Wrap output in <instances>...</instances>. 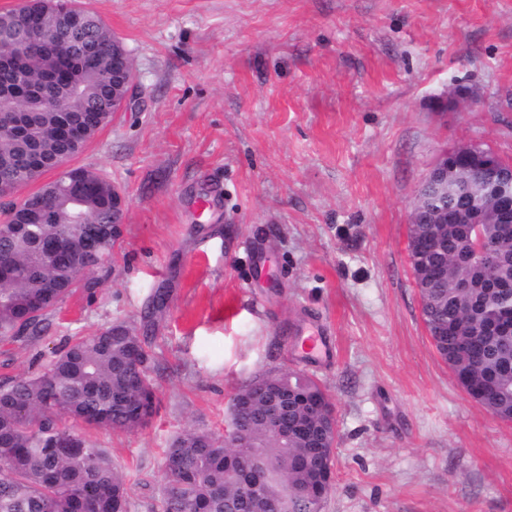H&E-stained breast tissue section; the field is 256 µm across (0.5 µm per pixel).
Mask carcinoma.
Instances as JSON below:
<instances>
[{
    "mask_svg": "<svg viewBox=\"0 0 512 512\" xmlns=\"http://www.w3.org/2000/svg\"><path fill=\"white\" fill-rule=\"evenodd\" d=\"M32 36L26 50L0 66V115L20 117L22 133H0V189H8L39 164L53 168L61 153L72 156L85 135L103 128L112 112V85L131 76V60L92 10L72 0H29ZM84 191L80 204L67 198L70 178L27 200L5 206L0 220V342L41 323L78 288L83 277L107 267L118 239L112 223L116 186L103 174L75 168ZM494 188L476 171L458 172L448 186V209L468 212L476 201L492 208ZM77 208L100 221L99 257L85 252L89 224L70 219ZM484 229L497 238L506 266L500 287L486 288L489 270L458 258L471 224H450L439 243L433 270L416 246L429 225L412 224L409 248L432 344L463 389L477 387L480 405L512 422V334L489 330L512 322V219L496 215ZM57 249L48 260L45 249ZM157 360L136 326L115 322L90 336H74L39 371L0 382V512H128L127 476L84 430L133 432L157 413L152 373ZM288 391V441L274 437L259 420L275 407L272 396ZM333 406L322 385L294 370L253 377L235 392L222 433L188 426L164 451L165 479L156 512H236L243 482L260 479L256 512H320L312 488L333 485L329 433ZM67 436L74 450L56 444Z\"/></svg>",
    "mask_w": 512,
    "mask_h": 512,
    "instance_id": "carcinoma-1",
    "label": "carcinoma"
}]
</instances>
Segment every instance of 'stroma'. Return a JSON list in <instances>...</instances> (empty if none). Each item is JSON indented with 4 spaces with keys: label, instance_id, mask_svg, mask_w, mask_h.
<instances>
[{
    "label": "stroma",
    "instance_id": "35a3bbf8",
    "mask_svg": "<svg viewBox=\"0 0 512 512\" xmlns=\"http://www.w3.org/2000/svg\"><path fill=\"white\" fill-rule=\"evenodd\" d=\"M79 3L135 72L132 109L70 160L122 191V237L96 289L0 344V380L115 321L147 336L156 416L85 431L128 476L129 512H153L177 433L223 430L237 388L280 368L335 405L321 512H512V423L436 353L409 253L445 150L512 164V0ZM157 290L167 308L149 320ZM313 315L332 331L326 365L302 363L289 332Z\"/></svg>",
    "mask_w": 512,
    "mask_h": 512
}]
</instances>
